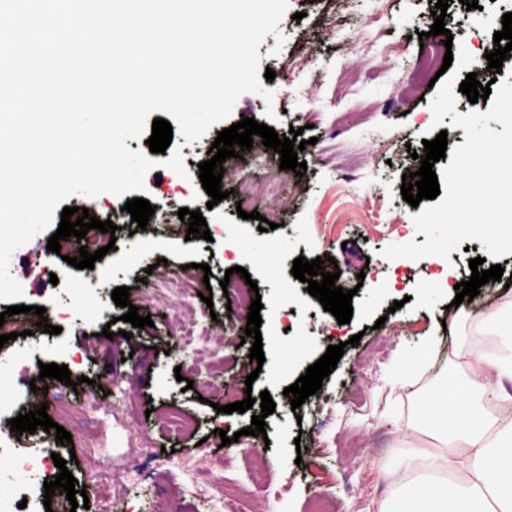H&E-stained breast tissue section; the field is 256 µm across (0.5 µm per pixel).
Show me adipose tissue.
<instances>
[{
    "label": "adipose tissue",
    "instance_id": "obj_1",
    "mask_svg": "<svg viewBox=\"0 0 512 512\" xmlns=\"http://www.w3.org/2000/svg\"><path fill=\"white\" fill-rule=\"evenodd\" d=\"M478 344H456L467 390L443 388L425 413L440 445L409 444L377 512H512V297L471 319Z\"/></svg>",
    "mask_w": 512,
    "mask_h": 512
}]
</instances>
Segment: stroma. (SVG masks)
Returning <instances> with one entry per match:
<instances>
[{"label": "stroma", "mask_w": 512, "mask_h": 512, "mask_svg": "<svg viewBox=\"0 0 512 512\" xmlns=\"http://www.w3.org/2000/svg\"><path fill=\"white\" fill-rule=\"evenodd\" d=\"M437 0H289V16L279 30L284 45L266 36L258 48L261 67L275 71L265 89L274 93L265 103L255 93L241 95L230 123L250 117L271 122L278 135L302 129L308 145L298 152L307 165L304 176L280 170V155L271 151V170L280 171L286 194L269 196L256 185L252 209L274 222V230L259 231L258 220L239 217L234 183L223 178L227 199L209 205L198 178L199 164L208 158L222 124H214L194 143L174 133L171 148L180 149L187 176L168 167H152L144 178L150 204H170L168 223L155 226L149 237L137 235V223L124 212L125 198L103 193L78 195L67 207H85L100 220L112 221L116 235H101V244L115 243L96 267L102 275L88 284L87 272L69 268L62 259L47 256V234H39L18 248L10 259L12 276L23 285V305L29 313L16 319L27 334L0 347V403L15 407L30 394L35 362L67 366L77 386L67 398L76 415L54 414L53 420L78 438L94 430V444H52L66 466L85 486L87 507L76 512H215L205 490L223 481L227 493L238 496L242 512H308L312 497L324 492L337 508L376 512L380 500L394 489L386 472L403 453V437L411 423L421 422V407L433 400L448 378L463 379L462 370L448 359L454 341L442 324L456 311L497 307L507 299L512 282V254L487 256L480 241L452 251L437 263L427 259H385L383 249L410 241L424 243L413 223L417 208L402 198L403 174L418 171L412 152H423L424 141L446 132L449 147L465 141L463 128L451 117L435 125L431 101L436 88L422 97L402 98L421 54L416 32L430 31ZM445 27L453 45L472 55L471 71L481 83L512 81V58L501 70L488 66L486 51L493 45L499 18L512 12V0H478L466 9L461 0H448ZM301 20H294V13ZM397 43L399 55L387 57L383 48ZM370 103L379 117L360 129L333 127L332 115ZM323 112L320 125L304 128L303 112ZM201 210L210 240L187 239L181 208ZM324 257L326 271L340 269L338 286L353 291V315L338 324L311 296L305 283L291 273L297 257ZM501 264L505 273L494 287L481 289L473 301L450 304L454 286L469 279L470 259ZM195 264V276H208L213 302L184 297L164 282L182 267ZM68 270L69 284H52L50 275ZM248 271L256 281L264 363L249 360L243 345L246 322L228 311L220 286ZM447 274L449 288L434 278ZM126 286L140 315L151 326L139 329L122 319L111 293ZM42 307L44 315L33 314ZM199 311L211 336L184 346L177 322L187 310ZM60 327L44 333L40 317ZM111 337H103V328ZM357 346H349L353 335ZM344 344L336 369L317 394L300 408H292L283 391L304 375L328 346ZM429 357L422 368L412 361L421 352ZM257 371L253 395L269 391L275 411L266 417L269 446L259 447L243 435L260 405L244 413L217 412L226 381L239 378L241 368ZM191 379L183 389L181 378ZM122 380V413L113 410L108 392ZM181 414L195 422L180 431L172 421ZM238 434L223 444L220 431ZM266 482L257 488L254 471Z\"/></svg>", "instance_id": "1"}]
</instances>
